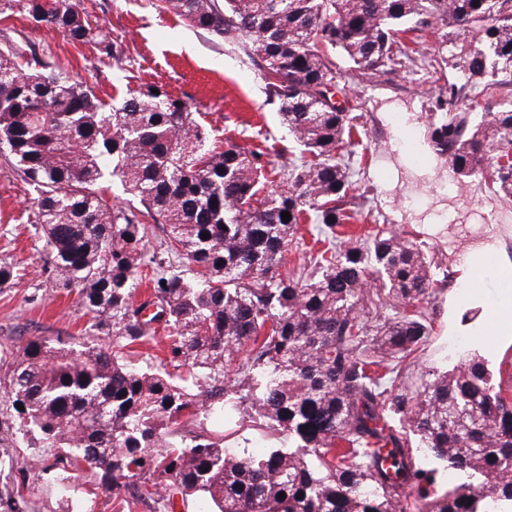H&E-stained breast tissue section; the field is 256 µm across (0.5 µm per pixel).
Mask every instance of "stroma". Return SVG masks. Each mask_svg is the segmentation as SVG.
<instances>
[{
	"label": "stroma",
	"mask_w": 512,
	"mask_h": 512,
	"mask_svg": "<svg viewBox=\"0 0 512 512\" xmlns=\"http://www.w3.org/2000/svg\"><path fill=\"white\" fill-rule=\"evenodd\" d=\"M80 4L96 17L102 38L121 49V67L99 65L91 46L72 44L60 32L36 24L10 0H0V49L9 46L36 54L53 68L88 82L107 103L149 84L165 85L197 108L216 141L246 147L267 137L276 146L271 156L274 166L290 158L293 143L278 106L267 101L257 72L224 42L157 10L154 0H80ZM434 91L418 72L389 81L367 77L359 82L367 161L358 183L365 206L379 224L408 231L438 249L448 267H455L458 252L486 223L499 236L500 257L512 259V203L501 202L478 185L460 197L450 194L436 173L420 176L413 157L399 151L403 144L420 149L428 98ZM31 206L26 185L0 155V263H11L23 273L13 284L0 286V392L10 382L12 350L38 337L75 345L92 334V320L81 308L77 292L56 287L44 267L45 240L27 220ZM458 288L453 277L437 293L434 332L425 349L410 357L415 369L434 364L449 369L474 351V337L448 330L446 298ZM2 448L19 465L11 477L20 484L27 512H57L68 488L88 512H152V485L136 481L107 491L100 473L86 469L73 472L64 482L50 456L44 460L45 472L29 468L32 450L17 433L10 407L0 395Z\"/></svg>",
	"instance_id": "obj_1"
}]
</instances>
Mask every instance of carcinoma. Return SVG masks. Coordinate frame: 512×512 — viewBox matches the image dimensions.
Masks as SVG:
<instances>
[{
	"instance_id": "cac0c4a2",
	"label": "carcinoma",
	"mask_w": 512,
	"mask_h": 512,
	"mask_svg": "<svg viewBox=\"0 0 512 512\" xmlns=\"http://www.w3.org/2000/svg\"><path fill=\"white\" fill-rule=\"evenodd\" d=\"M15 2L100 62L119 59L79 0ZM158 9L258 70L299 150L276 171L271 146L218 144L163 85L107 108L85 82L0 51V152L32 194L46 265L77 290L97 333L78 349L38 337L15 357L5 398L19 433L55 451L64 472L99 470L109 490L143 478L205 512H512L502 383L472 353L445 371L406 364L433 332L430 304L448 271L436 278L420 244L386 226L348 233L366 221L350 205L364 135L352 85L410 64L446 79L426 116L431 155L459 188L480 178L512 200V0ZM430 35L455 41L448 77L436 52L420 50ZM114 178L137 204L112 202ZM151 224L163 226L164 256L146 250ZM304 224L320 247L284 274ZM143 283L149 299L138 304ZM160 331L178 377L117 351ZM229 411L262 432L263 451L226 448L204 430L169 441L194 416ZM338 440L348 453L336 454ZM444 472L466 480L442 485ZM25 507L0 489V512Z\"/></svg>"
}]
</instances>
